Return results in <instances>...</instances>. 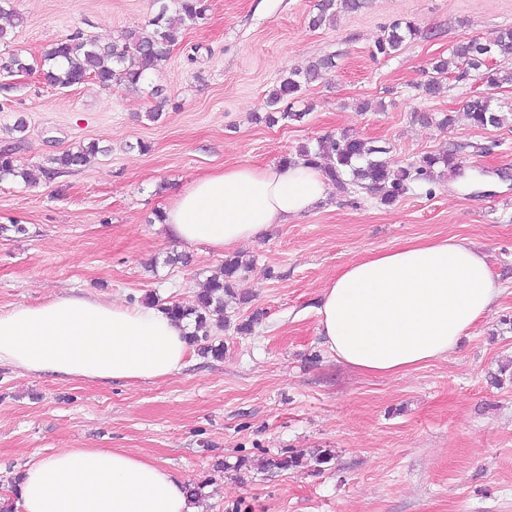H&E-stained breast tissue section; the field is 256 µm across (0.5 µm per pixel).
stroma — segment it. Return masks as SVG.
Segmentation results:
<instances>
[{
	"mask_svg": "<svg viewBox=\"0 0 512 512\" xmlns=\"http://www.w3.org/2000/svg\"><path fill=\"white\" fill-rule=\"evenodd\" d=\"M316 0H207L168 58L138 88L94 80L59 89L38 67L51 44L80 31L119 42L158 11L155 0H13L18 19L0 58V150L34 175L0 181V308L70 290L130 305L188 303L219 275L224 253L183 251L157 214L195 177L259 166L305 143L348 133L386 142L403 167L456 150L466 172L414 186L393 204L329 189L308 213L237 247L251 266L228 299L224 327L190 344L184 367L147 382H90L0 366V503L29 465L62 448H125L184 484L209 479L201 512H512V120L478 128L462 106L488 96L512 113V84L449 78L419 86L461 40L512 28V0H364L311 30ZM414 21L416 38L385 59L369 48L383 26ZM334 56L306 85L300 122H259L290 70ZM168 103L152 120L153 89ZM418 111L454 113L452 126ZM25 133L13 132L17 119ZM98 142L89 164L46 174L52 156ZM146 151H139V144ZM14 224L24 233L11 232ZM459 237L487 256L501 288L456 349L403 375L338 363L318 334L322 289L351 262L412 239ZM185 252V262L166 264ZM251 331H243V323ZM323 451L329 463L236 469L240 457Z\"/></svg>",
	"mask_w": 512,
	"mask_h": 512,
	"instance_id": "stroma-1",
	"label": "stroma"
}]
</instances>
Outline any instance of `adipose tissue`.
<instances>
[{"label": "adipose tissue", "mask_w": 512, "mask_h": 512, "mask_svg": "<svg viewBox=\"0 0 512 512\" xmlns=\"http://www.w3.org/2000/svg\"><path fill=\"white\" fill-rule=\"evenodd\" d=\"M327 196L321 170L237 163L192 180L164 209L168 236L221 251L256 240ZM500 290L466 240L413 239L349 264L323 288L319 334L337 361L397 374L448 355ZM187 356L182 322L154 306L64 292L0 309V364L30 374L153 381ZM20 512H197L183 482L123 448H63L31 464Z\"/></svg>", "instance_id": "1"}]
</instances>
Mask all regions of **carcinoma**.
Here are the masks:
<instances>
[{"label": "carcinoma", "instance_id": "carcinoma-1", "mask_svg": "<svg viewBox=\"0 0 512 512\" xmlns=\"http://www.w3.org/2000/svg\"><path fill=\"white\" fill-rule=\"evenodd\" d=\"M343 7L356 11L362 7L361 0H317L315 13L310 17L309 26L319 29L334 24L336 8ZM208 11L206 0H169L159 6L158 13L138 30L129 32L124 42L102 44L86 38L77 32L54 43L40 61L46 83L57 88H68L82 83L88 78L103 86L114 82H124L136 88L148 78L150 73L164 61L171 47L181 38L182 25L188 21L198 22ZM416 23L409 20H396L383 28L382 35L369 49L372 57H389L399 50L402 44L418 35ZM512 53V29H503L493 38L479 41L458 42L449 49L448 58H439L432 63L429 79L420 86V91L428 97H436L444 92V79L450 73L457 81L469 79L477 74L491 86L512 84V64L509 62L498 69L486 67V60L495 54ZM336 64L334 57L326 56L310 62L303 69H294L281 78L266 99L265 121L277 123L302 121L306 113L295 112L289 102L296 99L302 88L323 79ZM471 124L485 128L500 127L507 122L505 113L494 110L486 97L470 98L465 106ZM101 152L98 143L79 145L50 158L47 174L60 170H75L87 164L89 158ZM388 149L373 141L363 142L345 134L338 137L329 135L317 141L316 146L302 145L297 149L298 161L320 169L335 188L346 192L348 186L358 187L378 194L381 203L390 205L405 194L415 184H431L437 176L445 172H461L456 153L426 154L400 169H393L382 155ZM350 172L351 181L343 179L344 172ZM20 179L30 182L31 174L17 165L8 151L0 153V180ZM250 268V262L239 256L224 260L223 273L210 279L205 290L195 296L189 305L172 303L164 307L178 320H188L191 325L189 339L192 342L208 339L215 326L224 325V296L233 293V285L241 273ZM314 460L317 464L327 462L324 454L306 457L303 452L269 457L262 460L261 470H287L299 467Z\"/></svg>", "mask_w": 512, "mask_h": 512}]
</instances>
